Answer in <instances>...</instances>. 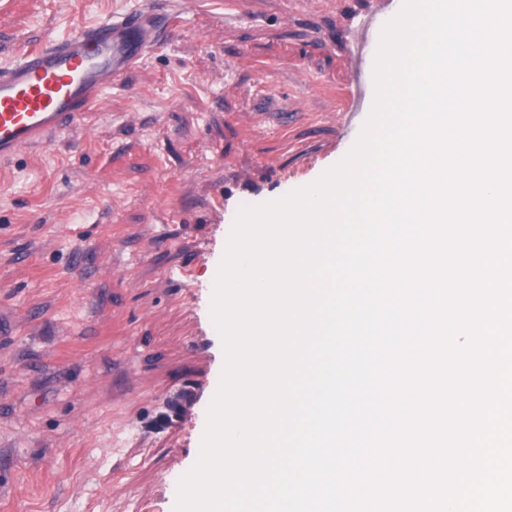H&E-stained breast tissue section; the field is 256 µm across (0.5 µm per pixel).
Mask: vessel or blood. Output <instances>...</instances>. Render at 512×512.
<instances>
[{
  "label": "vessel or blood",
  "mask_w": 512,
  "mask_h": 512,
  "mask_svg": "<svg viewBox=\"0 0 512 512\" xmlns=\"http://www.w3.org/2000/svg\"><path fill=\"white\" fill-rule=\"evenodd\" d=\"M393 0H376L355 32L354 94L348 129H356L372 93L368 64L379 43L382 17ZM165 20L133 8L86 22L64 37L20 51L0 68V160L71 127L96 108L103 92L120 83L161 42Z\"/></svg>",
  "instance_id": "1"
}]
</instances>
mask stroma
<instances>
[{
	"instance_id": "stroma-1",
	"label": "stroma",
	"mask_w": 512,
	"mask_h": 512,
	"mask_svg": "<svg viewBox=\"0 0 512 512\" xmlns=\"http://www.w3.org/2000/svg\"><path fill=\"white\" fill-rule=\"evenodd\" d=\"M372 2L153 0L162 45L0 161V512H174L224 364L229 234L355 143L347 37ZM139 3L0 0V67Z\"/></svg>"
}]
</instances>
